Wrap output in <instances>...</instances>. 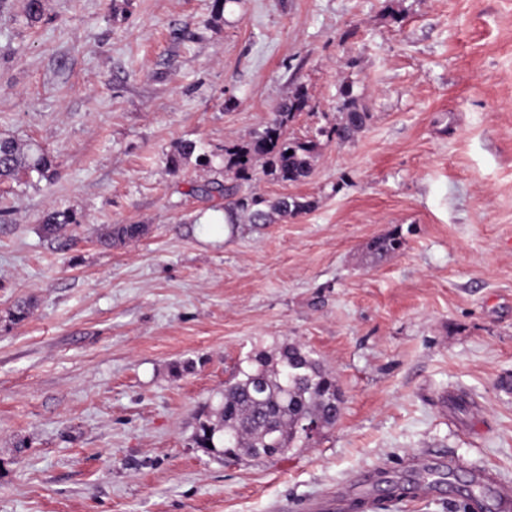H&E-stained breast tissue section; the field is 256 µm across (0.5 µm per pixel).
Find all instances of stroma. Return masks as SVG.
Returning <instances> with one entry per match:
<instances>
[{
  "label": "stroma",
  "instance_id": "stroma-1",
  "mask_svg": "<svg viewBox=\"0 0 512 512\" xmlns=\"http://www.w3.org/2000/svg\"><path fill=\"white\" fill-rule=\"evenodd\" d=\"M0 0V137L47 178L0 181V512H499L512 485V0ZM369 114L315 203L228 224L195 194L224 145L303 87L288 127ZM196 142L206 164L166 157ZM78 222L45 233L52 211ZM116 224L145 233L105 245ZM399 233L376 257L370 242ZM32 304L15 321L18 302ZM333 371L336 424L281 457L196 447L247 357Z\"/></svg>",
  "mask_w": 512,
  "mask_h": 512
}]
</instances>
